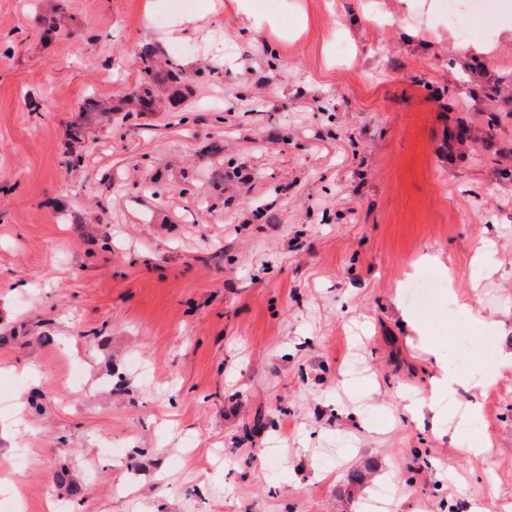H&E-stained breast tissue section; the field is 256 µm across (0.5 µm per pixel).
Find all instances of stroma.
Returning <instances> with one entry per match:
<instances>
[{
  "label": "stroma",
  "mask_w": 512,
  "mask_h": 512,
  "mask_svg": "<svg viewBox=\"0 0 512 512\" xmlns=\"http://www.w3.org/2000/svg\"><path fill=\"white\" fill-rule=\"evenodd\" d=\"M428 2L251 0L284 37L243 31L234 0H0V497L360 512L387 485V512H512V368L457 395L484 459L407 409L437 374L422 336L454 357L461 321L444 293L399 316L396 288L450 267L491 323L473 342L512 354V116L453 136L486 127L512 44L454 51ZM149 41L181 47L195 97L71 140Z\"/></svg>",
  "instance_id": "obj_1"
}]
</instances>
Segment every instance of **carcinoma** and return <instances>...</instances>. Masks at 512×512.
Returning <instances> with one entry per match:
<instances>
[{
    "label": "carcinoma",
    "instance_id": "cac0c4a2",
    "mask_svg": "<svg viewBox=\"0 0 512 512\" xmlns=\"http://www.w3.org/2000/svg\"><path fill=\"white\" fill-rule=\"evenodd\" d=\"M140 80L118 103L89 99L84 112H158L164 105L173 106L192 94V79L178 60L155 43L144 44L137 53Z\"/></svg>",
    "mask_w": 512,
    "mask_h": 512
}]
</instances>
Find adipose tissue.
<instances>
[{
    "label": "adipose tissue",
    "mask_w": 512,
    "mask_h": 512,
    "mask_svg": "<svg viewBox=\"0 0 512 512\" xmlns=\"http://www.w3.org/2000/svg\"><path fill=\"white\" fill-rule=\"evenodd\" d=\"M428 352L435 358L439 366V376L432 384L433 400L423 401L414 406L415 413L420 416L429 411L434 415H441L444 407L438 404V397L456 398L459 388L462 387L488 388L494 384L498 375L496 369L482 366L473 367L465 373L461 372L453 362L448 361L442 350L433 344L429 345Z\"/></svg>",
    "instance_id": "ef3b65f1"
}]
</instances>
